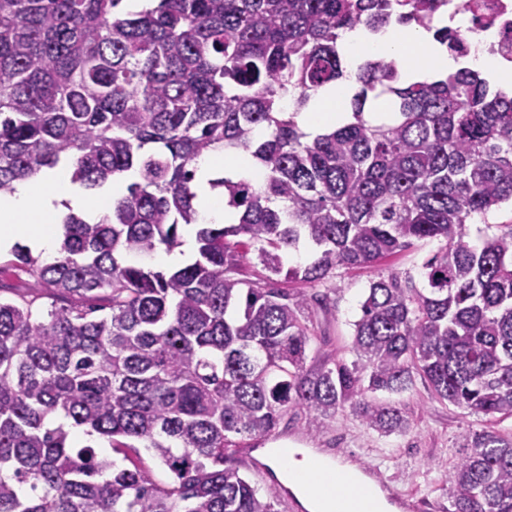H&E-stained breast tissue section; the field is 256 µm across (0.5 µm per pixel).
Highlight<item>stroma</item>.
Instances as JSON below:
<instances>
[{
    "label": "stroma",
    "mask_w": 512,
    "mask_h": 512,
    "mask_svg": "<svg viewBox=\"0 0 512 512\" xmlns=\"http://www.w3.org/2000/svg\"><path fill=\"white\" fill-rule=\"evenodd\" d=\"M9 252H0L6 269L0 274V286L6 297H26L42 306L52 302L51 292L35 287L32 278L9 268ZM378 274L368 267L341 272L335 303L330 313L316 312L314 322L324 353L348 357L353 323L360 315L366 289ZM414 420L412 431L403 435L381 436L367 429L352 415L337 417L330 429L307 427L303 417H284L280 428L285 447H295L296 435H303V445L344 460L361 457L382 472L402 492L413 494L421 503L420 512H443L448 505V473L452 461L461 456L459 435L465 429L482 428L479 417L463 415L450 403L435 400L423 382H416L398 397Z\"/></svg>",
    "instance_id": "obj_1"
}]
</instances>
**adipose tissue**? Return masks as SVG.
<instances>
[{
	"label": "adipose tissue",
	"mask_w": 512,
	"mask_h": 512,
	"mask_svg": "<svg viewBox=\"0 0 512 512\" xmlns=\"http://www.w3.org/2000/svg\"><path fill=\"white\" fill-rule=\"evenodd\" d=\"M339 45L347 77L338 88L320 92L296 120L307 133L316 135L345 120L344 104L359 66L385 58L395 61L407 80L432 81L455 72L458 60L435 43L431 33L396 23L373 34L364 27L343 31ZM224 154L215 151L198 164V208L206 220H226L224 199L210 191L207 179L212 169L222 165ZM125 183L113 181L110 193L91 199L72 181L68 167L60 166L39 175L37 182L17 183L13 192L0 196V250L17 243L26 244L42 256H54L60 244L58 219L65 209L96 216L105 212L114 197L122 195Z\"/></svg>",
	"instance_id": "ef3b65f1"
}]
</instances>
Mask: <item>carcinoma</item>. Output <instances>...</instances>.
Instances as JSON below:
<instances>
[{
	"mask_svg": "<svg viewBox=\"0 0 512 512\" xmlns=\"http://www.w3.org/2000/svg\"><path fill=\"white\" fill-rule=\"evenodd\" d=\"M0 0V194L61 164L81 187L127 193L96 220H62L59 255L15 246V264L56 297L0 298V512H278L276 487L241 472L236 439L275 440L290 411L330 428L348 411L381 436L413 419L376 393L421 379L439 402L512 418V224H469L512 203V96L467 67L405 82L359 67L351 120L311 136L295 120L346 78L340 32L414 22L462 57L439 0ZM391 112L374 123L370 112ZM245 154L263 181L208 179L234 224L204 223L197 161ZM197 227L192 259H151ZM438 250L369 282L354 360L321 353L340 269L421 241ZM268 272L243 278L250 247ZM305 250L308 258L285 266ZM297 282L300 288H282ZM328 292L308 295V285ZM150 450L155 485L70 439ZM448 512H512V433L466 429ZM512 219V210L511 204L506 203L502 204L496 210L490 212L485 218L486 224L483 219H476L475 224H470V238L473 244H480L483 238V235L488 233H493L497 231V228L493 226V228L487 229V224H508Z\"/></svg>",
	"mask_w": 512,
	"mask_h": 512,
	"instance_id": "cac0c4a2",
	"label": "carcinoma"
}]
</instances>
